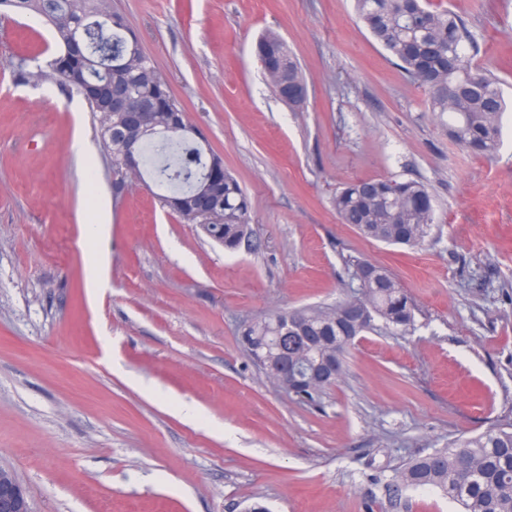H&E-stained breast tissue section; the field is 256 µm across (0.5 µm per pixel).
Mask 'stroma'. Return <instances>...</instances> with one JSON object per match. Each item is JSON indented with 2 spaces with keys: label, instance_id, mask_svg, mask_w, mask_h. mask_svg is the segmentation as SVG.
<instances>
[{
  "label": "stroma",
  "instance_id": "1",
  "mask_svg": "<svg viewBox=\"0 0 512 512\" xmlns=\"http://www.w3.org/2000/svg\"><path fill=\"white\" fill-rule=\"evenodd\" d=\"M442 4L512 100V0ZM112 7L248 194L255 246L225 253L144 183L115 194L83 98L9 66L48 57L49 27L0 19V467L32 512H242L255 497L270 512H457L412 490L389 501L373 476L512 410V111L496 156L453 143L353 0ZM268 32L302 68L304 111L276 97L256 57ZM381 176L428 186L422 246L338 219L336 189ZM103 200L111 229L94 240ZM100 256L108 285L95 288ZM350 257L394 273L415 327L363 333L343 381L305 404L269 383L238 331L334 303Z\"/></svg>",
  "mask_w": 512,
  "mask_h": 512
}]
</instances>
